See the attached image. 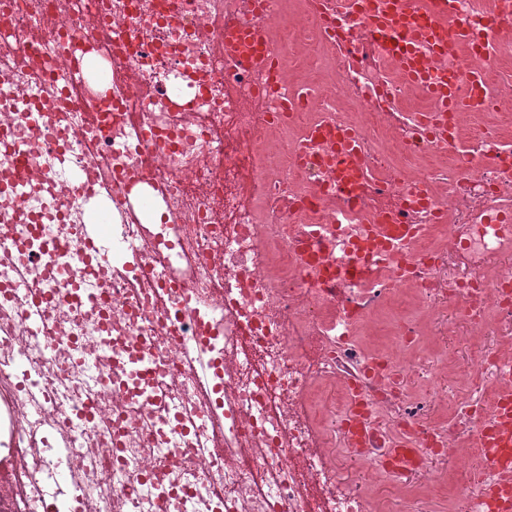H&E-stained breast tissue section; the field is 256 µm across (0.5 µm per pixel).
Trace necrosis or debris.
Segmentation results:
<instances>
[{
	"label": "necrosis or debris",
	"instance_id": "1",
	"mask_svg": "<svg viewBox=\"0 0 512 512\" xmlns=\"http://www.w3.org/2000/svg\"><path fill=\"white\" fill-rule=\"evenodd\" d=\"M260 19L268 70L224 53L225 26ZM428 67L482 73V97L440 115L313 0H0V512H33L61 452L63 512H377L383 480L409 512H502L512 447L483 436L512 394V80L479 49ZM322 125L357 135L362 181L341 184ZM65 156L117 199L111 268ZM21 278L60 296L72 349L34 380ZM103 343L102 368L77 360ZM36 403L57 447H23Z\"/></svg>",
	"mask_w": 512,
	"mask_h": 512
}]
</instances>
